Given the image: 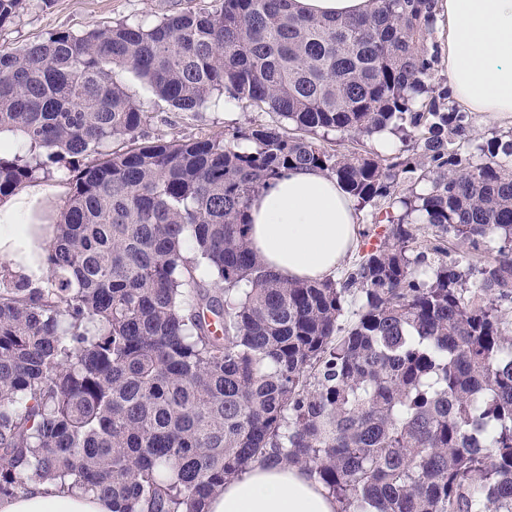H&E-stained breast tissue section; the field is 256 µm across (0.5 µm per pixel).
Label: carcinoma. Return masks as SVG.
<instances>
[{"mask_svg": "<svg viewBox=\"0 0 512 512\" xmlns=\"http://www.w3.org/2000/svg\"><path fill=\"white\" fill-rule=\"evenodd\" d=\"M23 2L0 0V28ZM433 23L431 0H216L0 47V132L22 137L0 196L73 172L45 286L0 280V496L53 480L112 512H205L275 462L341 512H512V139L441 94L416 106ZM126 72L182 112L220 94L292 128L141 143ZM387 128L411 157L318 143ZM300 166L385 204V241L339 281L282 280L251 247V199ZM419 224L497 255L436 260ZM295 9L319 17H359L372 12L374 0H294Z\"/></svg>", "mask_w": 512, "mask_h": 512, "instance_id": "1", "label": "carcinoma"}]
</instances>
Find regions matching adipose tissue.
Returning a JSON list of instances; mask_svg holds the SVG:
<instances>
[{
	"label": "adipose tissue",
	"instance_id": "adipose-tissue-1",
	"mask_svg": "<svg viewBox=\"0 0 512 512\" xmlns=\"http://www.w3.org/2000/svg\"><path fill=\"white\" fill-rule=\"evenodd\" d=\"M319 17H359L375 0H294ZM434 16L446 53L448 85L464 112L512 124V0H436ZM66 205L64 191L34 181L0 196V258L5 274L42 287L45 249ZM251 246L284 280L334 277L359 240L356 202L324 172L283 173L251 201ZM207 512H338L339 504L300 466L255 465L208 499ZM0 512H112L103 497L56 483H32L0 498Z\"/></svg>",
	"mask_w": 512,
	"mask_h": 512
}]
</instances>
